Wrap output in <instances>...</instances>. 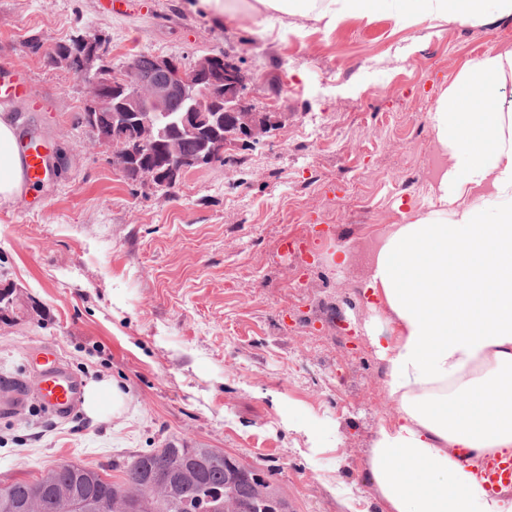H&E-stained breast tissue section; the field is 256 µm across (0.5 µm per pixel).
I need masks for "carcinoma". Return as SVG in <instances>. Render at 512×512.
<instances>
[{
	"label": "carcinoma",
	"mask_w": 512,
	"mask_h": 512,
	"mask_svg": "<svg viewBox=\"0 0 512 512\" xmlns=\"http://www.w3.org/2000/svg\"><path fill=\"white\" fill-rule=\"evenodd\" d=\"M72 490L75 508L95 505L94 512H225L231 502L239 512H286L269 481L251 479V471L213 448H152L124 466V485L95 470L74 464L51 467L33 481L16 480L0 495L14 512H26L35 490L44 493L43 512H59L56 488Z\"/></svg>",
	"instance_id": "obj_1"
}]
</instances>
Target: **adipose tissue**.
<instances>
[{
    "instance_id": "obj_1",
    "label": "adipose tissue",
    "mask_w": 512,
    "mask_h": 512,
    "mask_svg": "<svg viewBox=\"0 0 512 512\" xmlns=\"http://www.w3.org/2000/svg\"><path fill=\"white\" fill-rule=\"evenodd\" d=\"M486 0H393L406 28L419 19L482 17ZM365 0H182L191 13L223 24L245 12L271 18L297 9L332 28ZM512 74V52L489 55L465 70L459 91L444 94L433 116L448 155L441 193L488 187L484 209L459 207L395 224L376 254L369 286L394 336H372L399 406L380 428L371 477L395 512H512V500L487 492L473 462L512 453V403L489 391L512 380V113L500 85ZM20 131L0 113V205L27 191Z\"/></svg>"
}]
</instances>
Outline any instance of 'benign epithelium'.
Wrapping results in <instances>:
<instances>
[{
	"instance_id": "1",
	"label": "benign epithelium",
	"mask_w": 512,
	"mask_h": 512,
	"mask_svg": "<svg viewBox=\"0 0 512 512\" xmlns=\"http://www.w3.org/2000/svg\"><path fill=\"white\" fill-rule=\"evenodd\" d=\"M79 42L82 74L91 86L83 120L96 141L111 149L112 166L124 175L136 171L138 182L151 190L169 192L189 170L222 162L224 117H233L239 136L251 140L276 126L270 113L246 111V78L220 53L202 55L188 67L171 56H154L153 68L164 80L154 82L131 65L115 82L101 65L104 40L84 33ZM174 98L186 103L185 112H167ZM168 130L197 137L199 152L184 154Z\"/></svg>"
}]
</instances>
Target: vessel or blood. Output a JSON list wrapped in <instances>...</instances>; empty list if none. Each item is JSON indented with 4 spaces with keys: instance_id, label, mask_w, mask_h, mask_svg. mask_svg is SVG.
<instances>
[{
    "instance_id": "vessel-or-blood-1",
    "label": "vessel or blood",
    "mask_w": 512,
    "mask_h": 512,
    "mask_svg": "<svg viewBox=\"0 0 512 512\" xmlns=\"http://www.w3.org/2000/svg\"><path fill=\"white\" fill-rule=\"evenodd\" d=\"M33 96L27 73L7 61L0 62V103L14 107L23 105ZM51 146L42 134L33 132L26 136L22 148L24 176L29 184H39L49 170ZM25 382L20 378L0 381V405L12 410L27 402L35 404L57 417H70L83 398V380L66 368L56 355L45 357L40 377L33 395H26ZM480 476L489 493L512 491V458L508 456L486 459Z\"/></svg>"
}]
</instances>
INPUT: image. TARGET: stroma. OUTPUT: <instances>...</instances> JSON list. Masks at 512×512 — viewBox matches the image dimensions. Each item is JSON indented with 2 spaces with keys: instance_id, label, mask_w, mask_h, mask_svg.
I'll return each instance as SVG.
<instances>
[{
  "instance_id": "35a3bbf8",
  "label": "stroma",
  "mask_w": 512,
  "mask_h": 512,
  "mask_svg": "<svg viewBox=\"0 0 512 512\" xmlns=\"http://www.w3.org/2000/svg\"><path fill=\"white\" fill-rule=\"evenodd\" d=\"M365 7L329 30L245 13L219 27L180 0H0V60L36 93L17 119L56 148L34 199L0 206V284L38 307L0 322V374L35 377L51 349L125 395L96 421L35 406L0 417V486L62 463L120 484L133 455L185 443L261 473L287 512H393L370 478L377 432L397 418L379 412L385 366L370 336L392 325L364 292L371 265L342 259L391 225L451 215L409 177L444 171L437 102L470 65L512 52V14L400 28L383 0ZM83 31L116 64L228 52L246 103L277 125L254 142L230 136L231 165L146 190L79 123L87 85L47 55ZM346 171L356 193L336 180ZM307 224V250L284 253Z\"/></svg>"
}]
</instances>
